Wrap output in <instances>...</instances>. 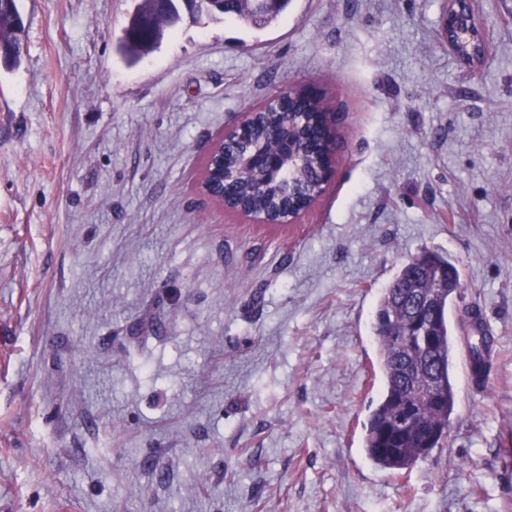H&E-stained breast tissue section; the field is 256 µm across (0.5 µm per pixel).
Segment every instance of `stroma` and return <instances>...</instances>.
I'll use <instances>...</instances> for the list:
<instances>
[{"label":"stroma","mask_w":512,"mask_h":512,"mask_svg":"<svg viewBox=\"0 0 512 512\" xmlns=\"http://www.w3.org/2000/svg\"><path fill=\"white\" fill-rule=\"evenodd\" d=\"M448 0H292L273 26L182 24L135 65L132 0H19L0 65V512H512V0L493 60L438 38ZM322 91L337 173L301 223L203 196L212 137ZM447 252L496 338L457 345L448 439L362 450L371 325L402 261ZM468 326L473 333L471 340L467 339V355L472 367L473 374L478 380L485 381L479 383L477 379L471 374L467 359L465 361V371L467 383L470 390L475 392L482 391L487 385V377L490 372V365L492 364V355L494 351L495 338L489 332L477 309H471L468 312Z\"/></svg>","instance_id":"1"}]
</instances>
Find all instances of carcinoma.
Listing matches in <instances>:
<instances>
[{"instance_id": "carcinoma-1", "label": "carcinoma", "mask_w": 512, "mask_h": 512, "mask_svg": "<svg viewBox=\"0 0 512 512\" xmlns=\"http://www.w3.org/2000/svg\"><path fill=\"white\" fill-rule=\"evenodd\" d=\"M291 0H281L276 11L262 14L252 0H240L232 18L256 29L278 22ZM227 18L221 4L205 0H134L117 44L120 57L134 63L159 48L165 35L178 24L198 23L203 18ZM24 32L17 0L0 9V58L12 53ZM320 100L303 93L280 102L282 118L277 130L258 118L246 137L224 155V176H229L241 155L255 144L271 149L295 137L288 126L290 113L319 109ZM232 207L246 211L280 208L281 188L264 193L246 180L224 185ZM457 266L443 255L423 251L406 259L380 295L373 324L379 367L383 378L381 397L365 425L363 448L378 467L400 472L413 467L440 447L448 436L456 394L451 380L454 341L447 311L450 301L461 296ZM473 336L467 355L478 380L487 379L495 338L480 314L468 312Z\"/></svg>"}]
</instances>
